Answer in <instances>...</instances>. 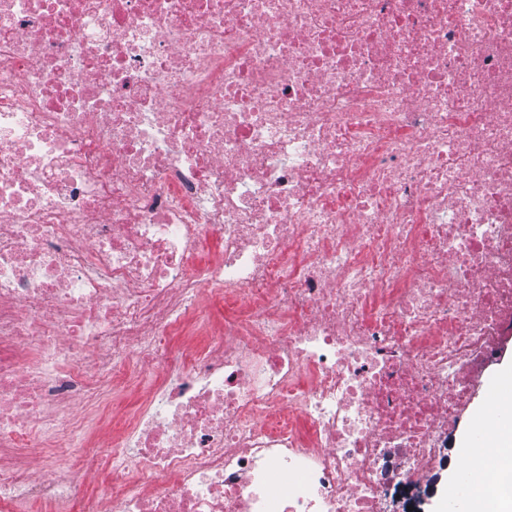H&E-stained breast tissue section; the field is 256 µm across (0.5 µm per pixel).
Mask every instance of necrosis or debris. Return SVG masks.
<instances>
[{"label": "necrosis or debris", "instance_id": "necrosis-or-debris-1", "mask_svg": "<svg viewBox=\"0 0 512 512\" xmlns=\"http://www.w3.org/2000/svg\"><path fill=\"white\" fill-rule=\"evenodd\" d=\"M508 332L512 0H0V512H385Z\"/></svg>", "mask_w": 512, "mask_h": 512}]
</instances>
